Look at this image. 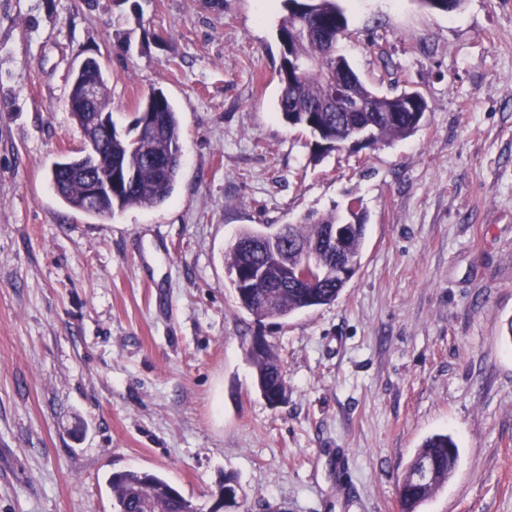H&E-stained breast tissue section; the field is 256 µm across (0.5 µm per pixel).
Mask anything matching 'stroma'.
Returning a JSON list of instances; mask_svg holds the SVG:
<instances>
[{"label":"stroma","instance_id":"stroma-1","mask_svg":"<svg viewBox=\"0 0 512 512\" xmlns=\"http://www.w3.org/2000/svg\"><path fill=\"white\" fill-rule=\"evenodd\" d=\"M0 0V512H113L138 470L211 512H400L417 448L459 462L419 512H512V0H338L339 49L376 90L422 93L408 138L315 156L277 111L282 0ZM95 57L126 126L152 89L178 112L171 198L111 218L49 176L82 148L70 76ZM368 215L329 305L241 310L239 231ZM265 336L288 398L247 355Z\"/></svg>","mask_w":512,"mask_h":512}]
</instances>
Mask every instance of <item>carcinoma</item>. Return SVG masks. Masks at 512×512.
<instances>
[{"mask_svg": "<svg viewBox=\"0 0 512 512\" xmlns=\"http://www.w3.org/2000/svg\"><path fill=\"white\" fill-rule=\"evenodd\" d=\"M286 14L277 27L278 42L283 45L279 70L281 90L278 98V112L292 125L309 130L318 127L325 130L324 140L327 151L337 141H345L350 133L349 112L329 111L328 99L339 80L351 79L352 91L372 104L374 111L363 112L366 120H377V135L372 141L376 145L412 134L418 125L413 123L411 113L404 111V95H385L367 86L358 74L350 75L344 69L348 60L337 51V44L348 34L347 19L337 0H284ZM307 59L313 66L302 73L288 72L290 57ZM102 89L97 102V111H110L109 79L103 70L94 74ZM141 112H157L160 117L159 129L132 141L130 135L112 134L105 140L102 164H113L134 173V188L126 190L125 185L113 186L112 212L128 207L153 208L162 205L174 189L180 165L169 163L180 149V123L174 106L160 89H154L140 106ZM56 194L69 207L83 211L84 189L79 178L58 181ZM340 213L309 212L297 224H288L287 235L280 241L279 250L288 266L293 267L300 260V253L308 249L317 253L318 266L327 271L312 273L306 281L297 285L279 288H243L235 280H229L239 307L250 315H256L255 304L263 296H272L270 306L263 312L265 318H286L291 314L315 307L329 305L336 301L348 285V281L336 273L337 257L324 247L327 230L338 223ZM367 222L356 225L353 230L349 251L355 265H360ZM261 265L265 253L256 250L247 255L234 247L225 255L227 270L248 263ZM256 371V385L264 397L278 391L280 364L271 346L250 356ZM459 458V450L448 434H435L427 438L417 449L409 466L416 470L428 460L434 466L431 479L423 484H406L399 488L401 512H418L423 502L448 482ZM115 512H195L191 502L183 496L172 494L173 486L161 477L141 472L122 471L112 474L109 479Z\"/></svg>", "mask_w": 512, "mask_h": 512, "instance_id": "obj_1", "label": "carcinoma"}]
</instances>
